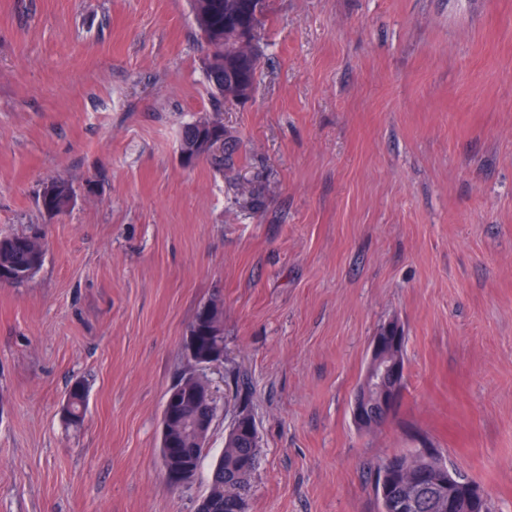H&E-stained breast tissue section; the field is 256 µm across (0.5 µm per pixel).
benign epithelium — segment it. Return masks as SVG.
Segmentation results:
<instances>
[{
	"mask_svg": "<svg viewBox=\"0 0 512 512\" xmlns=\"http://www.w3.org/2000/svg\"><path fill=\"white\" fill-rule=\"evenodd\" d=\"M404 343L401 329L394 323L384 326V335H376L370 344V356L367 372L358 385L352 399L353 418L356 424L366 428L374 425L379 418L393 413L402 396L400 379L404 374V366L399 358V352ZM187 357L198 368H206L218 364L222 357L216 353L200 354L194 346L187 349ZM196 397L208 401L213 399L209 383L198 373H193L186 383ZM182 388L172 390L166 397L161 415V448L162 462L167 484L180 485L193 478V470L189 467L174 468L170 464L169 448L172 446L170 424L174 419L173 406L178 402ZM186 431L195 437L200 446H205L211 422L206 417H197L184 423ZM430 483L436 493L438 504L448 512H461L466 504L461 502V496L467 497L477 492L473 483L459 485L449 476L446 465H440L431 473ZM464 488V493L457 492L458 487ZM427 488V483L411 475H404L402 491L399 497L390 500V507L395 512H407L411 509L420 495Z\"/></svg>",
	"mask_w": 512,
	"mask_h": 512,
	"instance_id": "1",
	"label": "benign epithelium"
}]
</instances>
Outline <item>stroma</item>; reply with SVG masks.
I'll return each instance as SVG.
<instances>
[{"label": "stroma", "mask_w": 512, "mask_h": 512, "mask_svg": "<svg viewBox=\"0 0 512 512\" xmlns=\"http://www.w3.org/2000/svg\"><path fill=\"white\" fill-rule=\"evenodd\" d=\"M231 171L184 167L211 111L188 0H0V512H196L243 380L246 512H379L387 454L427 443L512 512V0H273ZM75 202L49 217L42 185ZM224 302L219 411L187 483L161 462L200 307ZM405 336L394 415L351 397ZM87 389L83 423L62 406ZM52 192L50 194H39L38 202L40 208L47 215H57L65 213L68 209V203L74 197L73 186L65 180L53 179ZM74 203V198L70 202V206ZM29 231L0 236V284L20 286L33 276L24 274L26 269L35 268L36 252L28 244Z\"/></svg>", "instance_id": "obj_1"}]
</instances>
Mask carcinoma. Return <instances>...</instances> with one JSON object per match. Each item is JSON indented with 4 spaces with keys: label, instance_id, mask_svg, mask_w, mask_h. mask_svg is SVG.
<instances>
[{
    "label": "carcinoma",
    "instance_id": "carcinoma-1",
    "mask_svg": "<svg viewBox=\"0 0 512 512\" xmlns=\"http://www.w3.org/2000/svg\"><path fill=\"white\" fill-rule=\"evenodd\" d=\"M199 30L207 34L206 60L203 63L204 76L209 87L213 106L221 109L234 103L233 92L237 88L253 91L256 74L261 67L263 51L253 52L226 37V30L248 26L262 36L269 14L271 0H265L264 10L255 14L250 0H189ZM210 115L205 114L183 127L180 153L186 165L192 166L205 161L217 172L234 168L237 147L224 130L222 119L217 125L208 123ZM52 192L39 195L40 208L48 215L64 213L74 197L73 186L62 179L51 181ZM30 232L0 236V284L20 286L31 276L24 274L35 268L36 252L28 244ZM224 310L221 299L214 296L197 312L188 334L199 337L201 346L210 341V330L216 313ZM87 394L80 382L73 384L62 412L66 420L74 425L81 423L86 414ZM182 411L189 415L211 416L217 413L215 401H195L182 395ZM204 449L182 443L177 450L176 464H187L198 469ZM413 448L395 453L382 460L377 468L374 491H381L383 475L394 467L406 464L412 469L427 471L432 462L418 455ZM257 465V449L250 447L246 437H236L232 447L224 448L212 466L208 490L198 508L200 512H245L246 498L251 491L250 478Z\"/></svg>",
    "mask_w": 512,
    "mask_h": 512
}]
</instances>
